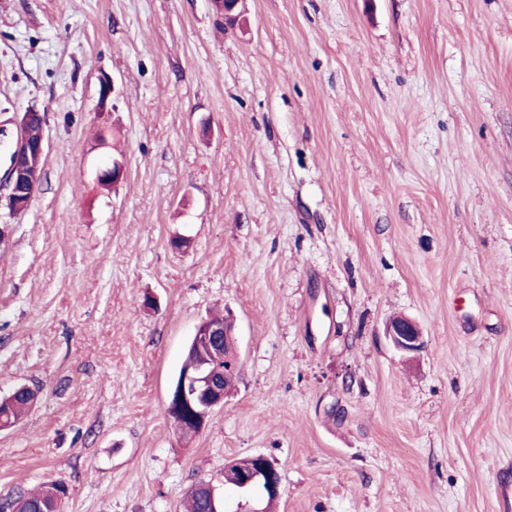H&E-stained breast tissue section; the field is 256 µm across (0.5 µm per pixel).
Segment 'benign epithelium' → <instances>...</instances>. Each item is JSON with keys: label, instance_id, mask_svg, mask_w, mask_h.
Returning <instances> with one entry per match:
<instances>
[{"label": "benign epithelium", "instance_id": "1", "mask_svg": "<svg viewBox=\"0 0 512 512\" xmlns=\"http://www.w3.org/2000/svg\"><path fill=\"white\" fill-rule=\"evenodd\" d=\"M224 12V19L234 23L242 14L246 0H215ZM34 110L29 109L12 120L16 126L17 136L10 151L11 162L6 176L5 198L15 214L25 212L31 205L42 172L39 159L45 152L44 139L31 140L25 134V128ZM124 175L123 165L118 160L112 166L100 170L98 180L115 183ZM226 326L210 320L203 321L193 337L200 349L210 353L223 351ZM386 336L393 347L404 353L419 350L422 336L409 319L396 318L387 326ZM227 390L204 360L184 367L177 382L169 394L167 413L180 427L191 423L203 427L212 410L224 404ZM253 465L248 470L224 469V487L236 492L238 502L231 508L228 501L216 494L215 487L206 481L201 482L208 492L210 512H264L265 502L276 500L280 496L281 476L277 468L264 456L252 457Z\"/></svg>", "mask_w": 512, "mask_h": 512}]
</instances>
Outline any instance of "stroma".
I'll return each instance as SVG.
<instances>
[{
    "instance_id": "1",
    "label": "stroma",
    "mask_w": 512,
    "mask_h": 512,
    "mask_svg": "<svg viewBox=\"0 0 512 512\" xmlns=\"http://www.w3.org/2000/svg\"><path fill=\"white\" fill-rule=\"evenodd\" d=\"M246 6L240 29L213 0H0L6 138L46 115L39 189L0 208V395L38 392L0 496L182 512L261 455L274 512H501L512 0ZM224 309L237 382L185 439L169 391ZM386 336L393 347L400 352H415L422 346L419 329L414 322L406 318L393 319L387 326ZM65 493L60 484L44 485L34 493H18L14 499L16 512H59L60 497Z\"/></svg>"
}]
</instances>
